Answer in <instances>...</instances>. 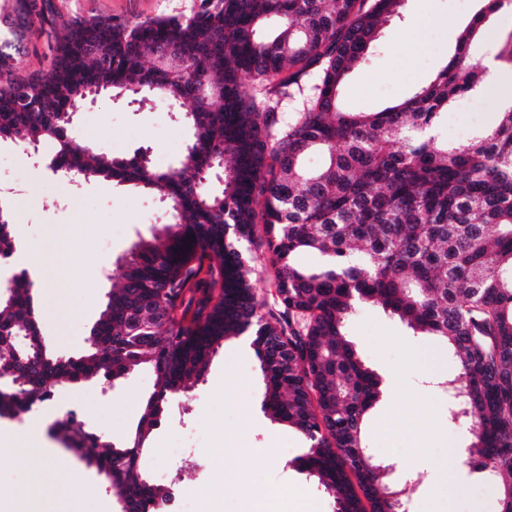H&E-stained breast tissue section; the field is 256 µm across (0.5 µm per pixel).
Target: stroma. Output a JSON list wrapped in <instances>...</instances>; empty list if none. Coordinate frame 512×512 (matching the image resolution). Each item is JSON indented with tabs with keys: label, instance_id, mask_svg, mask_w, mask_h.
Masks as SVG:
<instances>
[{
	"label": "stroma",
	"instance_id": "obj_1",
	"mask_svg": "<svg viewBox=\"0 0 512 512\" xmlns=\"http://www.w3.org/2000/svg\"><path fill=\"white\" fill-rule=\"evenodd\" d=\"M53 2L64 18L83 21L188 15L199 5V0ZM479 8V0H405L400 15L384 24L367 63L348 77L345 108L377 112L410 96L454 54L460 32ZM499 84L500 94L478 91L449 109L444 127L449 142L496 123L501 99L512 96V70H502ZM188 138L187 125L161 105L141 108L105 97L75 117L76 145L120 158L145 148L152 165L162 170L176 163ZM0 189L13 192L11 221L24 225L27 246L43 269L37 287L43 334L59 354L80 355L104 309L118 260L138 237L167 222L166 205L135 186L99 179L68 186L37 174L26 153L7 142L0 143ZM348 332L383 380V393L366 420L369 447L395 463L400 474L411 472L418 460L426 462L420 483L406 489L408 512H500L493 481L461 462L459 450L469 440L466 425L449 422L447 396L430 385L433 377L457 370L442 341L414 335L375 305L357 307ZM237 346V340L225 342L189 397L173 398L141 456L143 471L159 485L177 472L208 480L213 468L207 458L190 451L172 459L165 450L183 440L205 445L195 428L209 425L225 433L224 512H250L256 491L267 494L278 512H295L302 495L308 512H335L333 498L295 464L308 448L302 434L262 411L256 354L241 355ZM155 387L156 375L144 365L110 382L57 386L54 399L69 400L84 429L117 443L136 427ZM33 439L21 419L0 418V512H121L95 468L62 447L43 456ZM45 457L50 467H42ZM440 471L451 479L439 497L433 481Z\"/></svg>",
	"mask_w": 512,
	"mask_h": 512
}]
</instances>
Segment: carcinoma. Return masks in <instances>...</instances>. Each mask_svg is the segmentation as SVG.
Returning <instances> with one entry per match:
<instances>
[{
  "instance_id": "1",
  "label": "carcinoma",
  "mask_w": 512,
  "mask_h": 512,
  "mask_svg": "<svg viewBox=\"0 0 512 512\" xmlns=\"http://www.w3.org/2000/svg\"><path fill=\"white\" fill-rule=\"evenodd\" d=\"M404 2L200 0L188 17L88 23L59 20L52 0L0 5V142L32 152L51 142L68 160L52 168L60 180L133 185L171 215L118 266L79 357L56 354L43 336L32 281L0 286V375L9 376L0 417L51 401L58 383L153 369L156 389L130 444L74 422L63 433L122 512H160L167 490L146 478L140 451L171 398L251 323L260 324L262 410L308 442L297 466L336 512H401L393 466L365 440L381 379L347 331L363 304L447 343L458 372L436 387L451 396L448 420L469 426L463 464L497 480L501 512H512V101L464 143L441 134L448 108L486 83L472 41L512 0H480L453 56L404 101L345 111L347 77ZM35 29L53 53L20 74L15 59ZM74 40L84 55L69 54ZM95 92L189 108L176 165L154 169L146 149L110 158L75 146V112ZM287 104L295 112L285 120ZM311 153L323 157L317 168L304 163ZM10 212L0 198V258L14 251ZM233 229L267 257L277 307L256 299ZM308 251L324 257L320 267L298 263Z\"/></svg>"
}]
</instances>
